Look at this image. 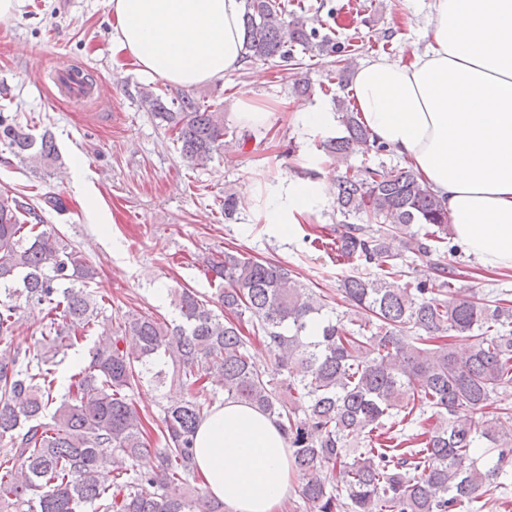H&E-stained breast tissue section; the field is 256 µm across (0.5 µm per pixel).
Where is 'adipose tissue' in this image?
Returning a JSON list of instances; mask_svg holds the SVG:
<instances>
[{
	"mask_svg": "<svg viewBox=\"0 0 512 512\" xmlns=\"http://www.w3.org/2000/svg\"><path fill=\"white\" fill-rule=\"evenodd\" d=\"M112 48L180 87L223 79L244 63L245 0H110ZM423 51L361 64L352 95L364 124L413 163L443 199L453 233L485 266L512 270V0H433ZM289 183L265 203L270 224H299L325 198ZM196 463L207 495L230 512H279L295 488L275 420L215 404L199 425Z\"/></svg>",
	"mask_w": 512,
	"mask_h": 512,
	"instance_id": "obj_1",
	"label": "adipose tissue"
}]
</instances>
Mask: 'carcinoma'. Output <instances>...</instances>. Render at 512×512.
<instances>
[{
	"instance_id": "1",
	"label": "carcinoma",
	"mask_w": 512,
	"mask_h": 512,
	"mask_svg": "<svg viewBox=\"0 0 512 512\" xmlns=\"http://www.w3.org/2000/svg\"><path fill=\"white\" fill-rule=\"evenodd\" d=\"M243 26L245 59L278 63L298 94L313 92L306 55L336 57L341 78L354 67V50L308 25L288 0H246ZM142 102L192 167L252 138L186 93L149 91ZM334 102L346 135L321 142L324 157L338 166L357 153H390L348 99ZM0 143L24 160L57 161L50 136L2 112ZM336 189L346 220L332 244L353 266L340 281L347 318L326 313L328 295L288 267L226 247L224 258L205 261L219 281L216 299L174 291L177 324L142 312L109 323L88 289L96 269L44 227L39 207L0 193V341L13 336L22 306L47 305L54 314L40 351H0V512H224L223 502L196 490L194 456L218 389L276 418L312 512H463L492 490L507 491L500 478L512 467V411L488 418L484 410L512 387V305L460 294L457 265L438 263L418 278L398 262L405 252L456 250L447 208L412 165L367 163L358 175L339 176ZM313 321L321 326L315 339L307 333ZM247 324L266 342L272 366L250 353ZM97 327L88 366L54 403L55 358ZM149 375L186 392L160 406L157 419L130 395ZM53 403L50 421H41ZM427 411L432 427L408 433ZM154 435L163 447L151 448ZM151 452L154 468L137 469ZM107 468L112 483L104 485Z\"/></svg>"
}]
</instances>
